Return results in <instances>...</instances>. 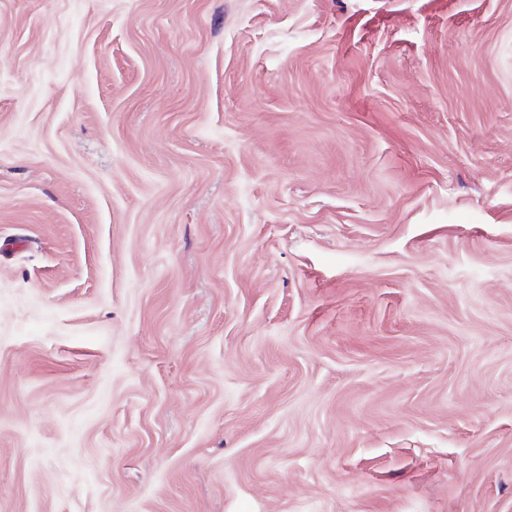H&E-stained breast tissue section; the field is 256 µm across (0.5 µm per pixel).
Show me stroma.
Returning <instances> with one entry per match:
<instances>
[{
    "instance_id": "obj_1",
    "label": "stroma",
    "mask_w": 512,
    "mask_h": 512,
    "mask_svg": "<svg viewBox=\"0 0 512 512\" xmlns=\"http://www.w3.org/2000/svg\"><path fill=\"white\" fill-rule=\"evenodd\" d=\"M0 512H512V0H0Z\"/></svg>"
}]
</instances>
